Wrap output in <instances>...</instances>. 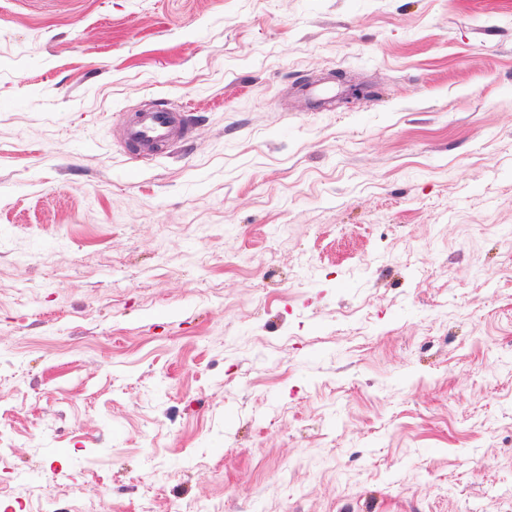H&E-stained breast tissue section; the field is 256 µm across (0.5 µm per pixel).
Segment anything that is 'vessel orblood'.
<instances>
[{"instance_id":"obj_1","label":"vessel or blood","mask_w":512,"mask_h":512,"mask_svg":"<svg viewBox=\"0 0 512 512\" xmlns=\"http://www.w3.org/2000/svg\"><path fill=\"white\" fill-rule=\"evenodd\" d=\"M191 132L189 119L159 99L129 115L122 129V138L130 154L141 158L157 154L173 143L188 140Z\"/></svg>"}]
</instances>
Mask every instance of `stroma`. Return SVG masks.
<instances>
[{
	"label": "stroma",
	"instance_id": "stroma-1",
	"mask_svg": "<svg viewBox=\"0 0 512 512\" xmlns=\"http://www.w3.org/2000/svg\"><path fill=\"white\" fill-rule=\"evenodd\" d=\"M1 426L0 512H512V0H0ZM191 132L192 124L184 113L177 114L164 99H159L129 115L123 125L122 138L131 155L143 158L190 139ZM8 496L15 501L19 502L22 505L29 504L30 508L27 510L29 512H65L64 508H57L56 504L58 503L59 496L54 492L49 485L43 493L40 495L36 501V508L31 507V498L30 491L27 488L11 486L9 489Z\"/></svg>",
	"mask_w": 512,
	"mask_h": 512
}]
</instances>
